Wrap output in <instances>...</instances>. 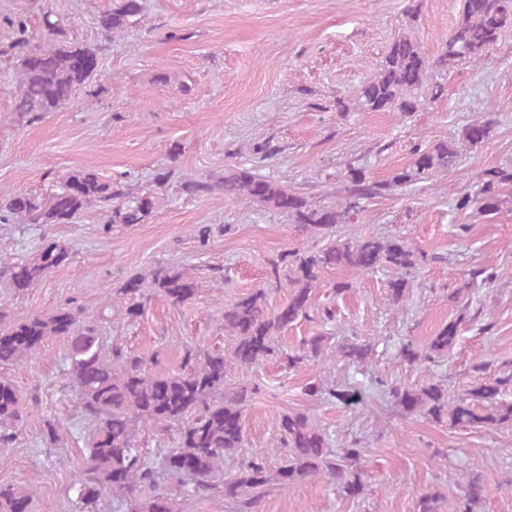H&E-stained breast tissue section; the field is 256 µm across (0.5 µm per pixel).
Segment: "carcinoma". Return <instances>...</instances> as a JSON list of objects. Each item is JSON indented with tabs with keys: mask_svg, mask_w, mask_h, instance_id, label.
Segmentation results:
<instances>
[{
	"mask_svg": "<svg viewBox=\"0 0 512 512\" xmlns=\"http://www.w3.org/2000/svg\"><path fill=\"white\" fill-rule=\"evenodd\" d=\"M142 0H116L97 17L107 36L124 31L140 16ZM12 36L0 53L15 59L17 95L14 110L38 121L48 112L68 105L81 88L92 83L99 67L98 49L63 41L60 20L44 13L40 36L30 32L19 15L9 20ZM512 25V0H463L462 19L443 42L439 54L425 57L411 35L402 33L391 43L376 75L364 82L357 96L359 105L371 112L420 111L427 102L444 95L441 83L428 84L432 72L446 73L464 62L478 63ZM493 131L490 118L466 126L458 140L439 141L430 147L416 145L413 161L390 179L376 181L361 166L349 165L341 197L335 204L320 205L270 180L253 168L235 166L216 181L185 177L184 191L204 197L215 191L261 204L283 214L303 232L322 234L327 244L317 251H293L270 263L274 283L290 289L288 304L274 312L266 304L267 293L258 289L224 305V332L233 339L227 352L188 349L181 369L156 375L151 359L124 347L107 346L100 324L108 320L114 305L131 322L143 313L146 303L157 296L173 307L191 302L197 283L175 266L135 274L112 295L101 300L97 315L71 302L44 315L15 320L0 311V365H20L37 354L49 337L68 342L65 375L72 391L73 406L88 424L87 456L75 482V512H100L99 503L110 491L124 499L128 512H174V502L185 480L198 499L221 492L236 502L237 512H257L260 499L274 486L323 475L342 492L355 498L365 489L359 470L361 450L334 449L329 435L300 412L284 414L277 422L280 444L287 449L285 463L272 471L266 457L247 458L232 477L217 481L224 471V458L244 448L243 408L248 391L224 394L227 368L251 367L279 354L280 332L299 319L309 318L311 296L320 285V272L344 266L358 274L393 270L388 283L392 301L408 293L403 273L416 265L414 251L392 237L364 236L343 240L336 236L341 224L352 217L365 200L448 172L464 151L486 141ZM478 195L462 194L460 210L473 204L483 212L499 210L508 199L502 188L512 184V167L485 171ZM154 197L131 196L88 170L62 176L58 188L40 197L0 193V224H71L87 209L105 213L104 229L113 224H144L154 212ZM72 257L70 248L48 240L28 258L0 269V278L15 294L35 287L54 269ZM458 323L453 322L434 336L428 346L401 349L411 364L433 362L450 353L458 341ZM366 343L351 341L332 347L328 338L315 335L303 341L298 351L283 356L288 369L330 354L358 365L371 354ZM512 389V372L485 377L467 396L448 399L445 388L429 383L419 388L393 387L389 394L407 413H423L447 419L454 427H512V402L501 396ZM148 421L162 429L177 430L176 446L151 455L140 448L136 424ZM23 423L22 396L13 383L0 380V447L15 441ZM484 484L478 477L468 481V491L455 512H480ZM441 494L426 492L418 499V512H438ZM0 512H30V500L20 485H0Z\"/></svg>",
	"mask_w": 512,
	"mask_h": 512,
	"instance_id": "1",
	"label": "carcinoma"
}]
</instances>
